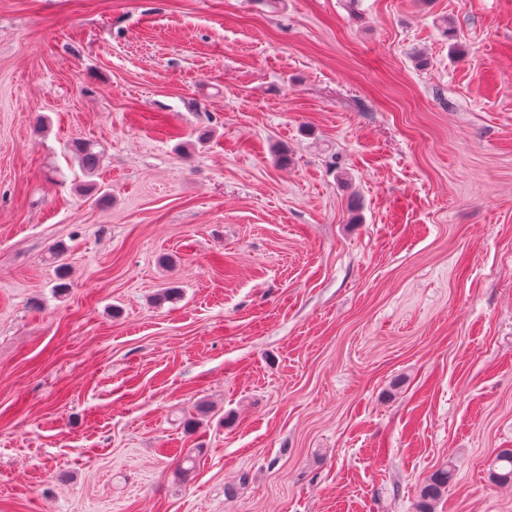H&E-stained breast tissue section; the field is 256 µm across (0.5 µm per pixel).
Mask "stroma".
Returning <instances> with one entry per match:
<instances>
[{"mask_svg":"<svg viewBox=\"0 0 512 512\" xmlns=\"http://www.w3.org/2000/svg\"><path fill=\"white\" fill-rule=\"evenodd\" d=\"M504 448L512 0H0V512H512ZM457 464L449 460L435 470L418 489L416 512H436L437 504L448 492V485L454 480Z\"/></svg>","mask_w":512,"mask_h":512,"instance_id":"stroma-1","label":"stroma"}]
</instances>
